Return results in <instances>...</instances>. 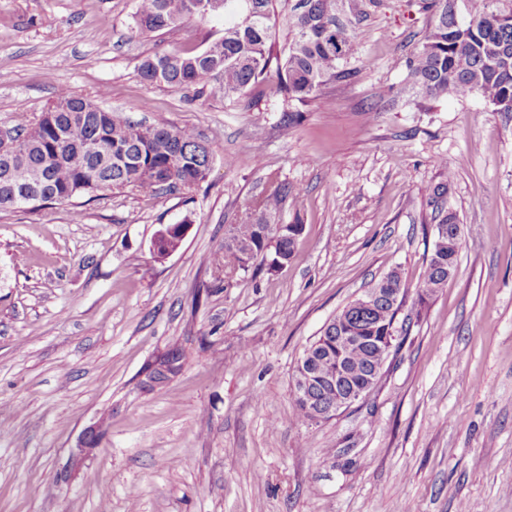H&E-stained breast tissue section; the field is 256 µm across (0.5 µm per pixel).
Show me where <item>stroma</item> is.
<instances>
[{"mask_svg":"<svg viewBox=\"0 0 512 512\" xmlns=\"http://www.w3.org/2000/svg\"><path fill=\"white\" fill-rule=\"evenodd\" d=\"M136 4L0 0V127L65 87L213 153L198 187L116 189L78 221L69 203L0 211V512H512V117L403 91L428 27L405 0L371 12L357 76L290 129L264 83L235 104L144 83L145 57L202 49L224 23L141 33ZM273 174L293 188L281 223L304 226L294 256L225 280V231L254 219ZM442 210L459 218L457 267L422 304ZM186 219L155 258V233ZM394 269L410 292L376 386L293 421L304 349ZM174 350L181 368L150 383Z\"/></svg>","mask_w":512,"mask_h":512,"instance_id":"stroma-1","label":"stroma"}]
</instances>
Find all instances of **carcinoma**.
<instances>
[{"label":"carcinoma","mask_w":512,"mask_h":512,"mask_svg":"<svg viewBox=\"0 0 512 512\" xmlns=\"http://www.w3.org/2000/svg\"><path fill=\"white\" fill-rule=\"evenodd\" d=\"M277 0H138L136 26L161 32L189 20L224 18V35L200 51H170L145 57L140 77L148 85L201 87L219 85L234 102L258 82L269 81L289 102L306 104L322 95L323 86L356 73L360 22L382 0H296L288 18L286 45L276 44ZM429 20L424 40L404 58L406 84L423 101L442 96L482 98L494 112L512 113V25L496 16L512 12V0H409ZM12 146L0 150V210L29 209L23 202L39 197L47 204L69 203L81 195L105 198L112 190H190L206 180L213 153L185 127L133 124L95 99L61 88L42 116L12 128ZM288 183L271 178L269 192L256 201L258 221L231 225L224 237V268L247 271L288 264L297 236L285 227L268 230L288 198ZM457 251L448 240H435L419 288L423 300L448 282V263ZM375 286L404 299L408 286L401 273ZM395 315L381 302L331 318L320 335L358 336L348 353V384L364 387L384 367L381 336ZM181 359L167 354L155 368L163 382ZM328 350L313 352V392L325 399Z\"/></svg>","instance_id":"carcinoma-1"}]
</instances>
